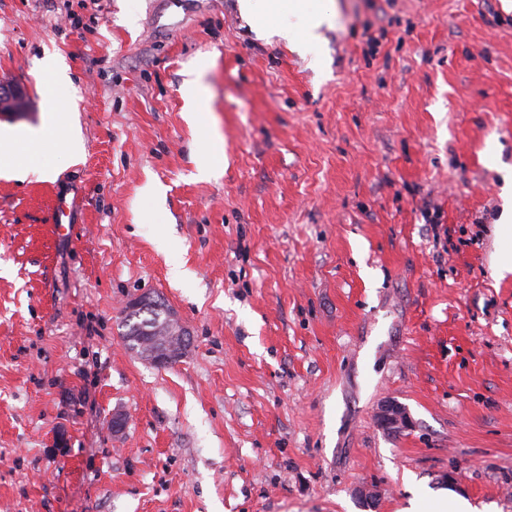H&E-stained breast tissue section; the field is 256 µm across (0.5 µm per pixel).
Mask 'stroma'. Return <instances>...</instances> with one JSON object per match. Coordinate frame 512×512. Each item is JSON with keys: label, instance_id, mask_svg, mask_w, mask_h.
<instances>
[{"label": "stroma", "instance_id": "1", "mask_svg": "<svg viewBox=\"0 0 512 512\" xmlns=\"http://www.w3.org/2000/svg\"><path fill=\"white\" fill-rule=\"evenodd\" d=\"M335 2L317 72L237 0H0L28 100L0 136L41 127L46 61L69 112L0 173V512H512V6ZM143 295L190 334L175 365L125 344ZM182 93L188 110L187 118L204 140L208 163L204 171L222 168L224 166L223 140L214 131L212 113L205 112L201 107L203 90L195 71L188 72V78L184 82ZM378 420L384 425L392 428L393 432H400L410 429L413 421L407 409L393 400H387L381 403L376 412Z\"/></svg>", "mask_w": 512, "mask_h": 512}]
</instances>
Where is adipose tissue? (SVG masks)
<instances>
[{"mask_svg":"<svg viewBox=\"0 0 512 512\" xmlns=\"http://www.w3.org/2000/svg\"><path fill=\"white\" fill-rule=\"evenodd\" d=\"M238 9L258 36L283 39L307 56L313 68L321 67V30L336 19L332 0H238ZM182 93L187 118L204 141L209 169L222 168L223 141L214 131L211 113L201 107L203 90L196 72H189Z\"/></svg>","mask_w":512,"mask_h":512,"instance_id":"adipose-tissue-1","label":"adipose tissue"}]
</instances>
